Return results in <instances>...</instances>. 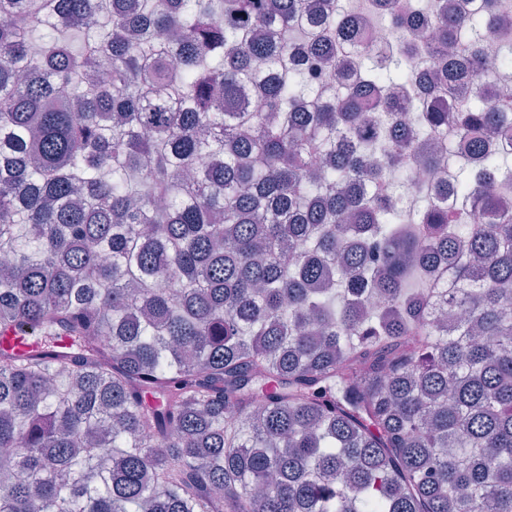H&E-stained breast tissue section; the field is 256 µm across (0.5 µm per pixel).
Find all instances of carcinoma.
<instances>
[{
  "label": "carcinoma",
  "mask_w": 512,
  "mask_h": 512,
  "mask_svg": "<svg viewBox=\"0 0 512 512\" xmlns=\"http://www.w3.org/2000/svg\"><path fill=\"white\" fill-rule=\"evenodd\" d=\"M362 2L0 0V512H512V5ZM512 37V31L499 29L489 33L483 41L482 64L485 77H493L500 70V51L503 40Z\"/></svg>",
  "instance_id": "cac0c4a2"
}]
</instances>
